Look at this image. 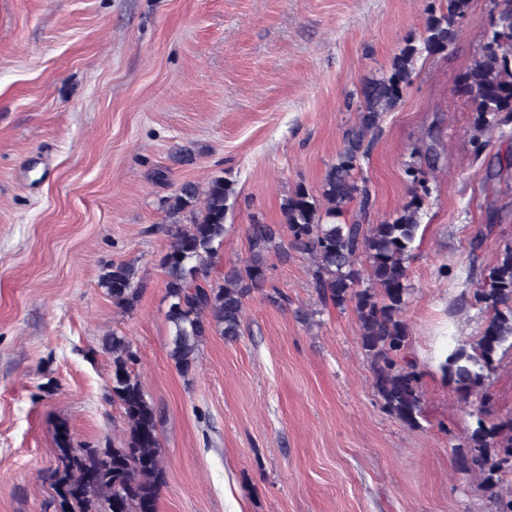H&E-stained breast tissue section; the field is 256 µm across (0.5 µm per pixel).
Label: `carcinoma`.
<instances>
[{"mask_svg": "<svg viewBox=\"0 0 512 512\" xmlns=\"http://www.w3.org/2000/svg\"><path fill=\"white\" fill-rule=\"evenodd\" d=\"M439 2L440 7L427 8L423 33L405 40L389 68L359 82L358 121L345 132L343 149L325 171L321 198L299 185L283 202V225H249L250 256L244 265L225 270L222 282L211 284L207 267L224 242L232 183L222 175L204 185L189 181L168 199L171 215L191 214L190 225H171L172 242L163 259L166 319L172 329L169 356L180 372L195 366L209 333L217 332L227 341L241 336L245 301L265 283L268 257H286L291 248L311 260V284L321 301L355 312L360 345L370 359L373 387L383 409L410 427L420 425L422 373L405 360L409 332L403 315L411 294L407 262L428 194L422 171L406 170L412 183L410 199L381 223L338 224L336 219L355 200L360 213L368 212L370 194L360 178V160L370 154L383 114L402 99L417 60L446 51L456 39L470 0ZM495 9L482 54L457 85L458 93L473 105L470 142L477 155L486 151L496 133L512 138V130H504L512 123V0H499ZM511 170L512 154L499 155L487 180L499 181ZM284 227L290 234L287 245ZM135 278L130 264H113L102 277L101 286L124 313L132 312L140 300ZM473 299L487 314L483 331L472 352L461 344L442 364L459 400L467 403L473 397L478 402L471 412L476 427L452 447V456L458 471L478 478L490 512H512V490L505 493L502 487V476L512 474V418L489 419L492 397L487 385L498 351L506 343L512 348L511 242L485 269ZM104 347L112 355L110 399L122 409L126 431L103 447L75 448L67 425L57 427L60 464L52 471L51 487L59 512H158L166 480L156 410L132 369L135 354L127 337L114 331Z\"/></svg>", "mask_w": 512, "mask_h": 512, "instance_id": "1", "label": "carcinoma"}]
</instances>
